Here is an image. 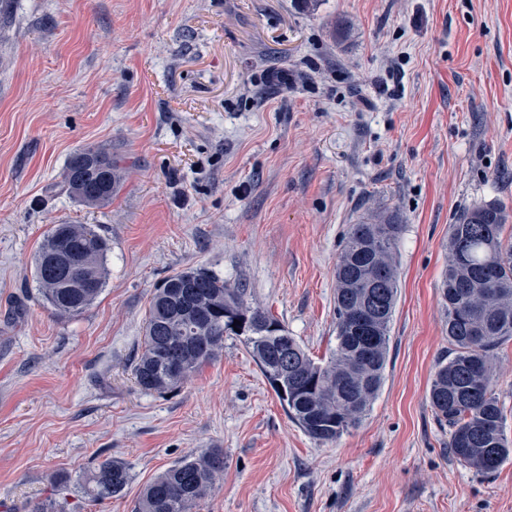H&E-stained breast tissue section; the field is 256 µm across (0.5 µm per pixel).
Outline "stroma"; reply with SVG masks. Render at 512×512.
I'll return each mask as SVG.
<instances>
[{
    "label": "stroma",
    "mask_w": 512,
    "mask_h": 512,
    "mask_svg": "<svg viewBox=\"0 0 512 512\" xmlns=\"http://www.w3.org/2000/svg\"><path fill=\"white\" fill-rule=\"evenodd\" d=\"M343 36H336V25ZM110 151L111 203L62 186L70 155ZM512 208V0H15L0 19V512H131L144 487L216 448L198 512H512V461L476 473L429 403L448 354V228ZM397 214L398 302L379 395L319 442L241 338L179 388L140 389L150 296L204 268L243 284L315 360L336 347L349 225ZM55 224L109 243L81 315L43 308L34 258ZM512 439V340L493 353ZM123 462L122 497L79 482Z\"/></svg>",
    "instance_id": "obj_1"
}]
</instances>
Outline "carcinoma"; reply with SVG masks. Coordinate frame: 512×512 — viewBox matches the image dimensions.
Returning <instances> with one entry per match:
<instances>
[{
  "mask_svg": "<svg viewBox=\"0 0 512 512\" xmlns=\"http://www.w3.org/2000/svg\"><path fill=\"white\" fill-rule=\"evenodd\" d=\"M63 187L83 205L102 206L119 191L121 170L112 153L88 147L67 160ZM511 221L500 202L464 208L448 228L441 283L451 349L436 366L430 406L448 424L452 457L482 475L512 458L491 359L512 340V244L503 237ZM403 230L398 216L386 211L349 225L336 265V349L322 363L277 319L251 307L247 289L204 269L167 277L150 299L142 352L133 365L137 385L173 390L215 359L224 337L239 335L288 417L317 441L340 437L362 421L382 386ZM108 250L107 240L86 224L52 225L34 264L43 305L58 317L81 315L105 286ZM223 473L218 449L186 457L143 489L133 512H195ZM129 481L124 463L107 460L79 489L102 501L123 496Z\"/></svg>",
  "mask_w": 512,
  "mask_h": 512,
  "instance_id": "carcinoma-1",
  "label": "carcinoma"
}]
</instances>
